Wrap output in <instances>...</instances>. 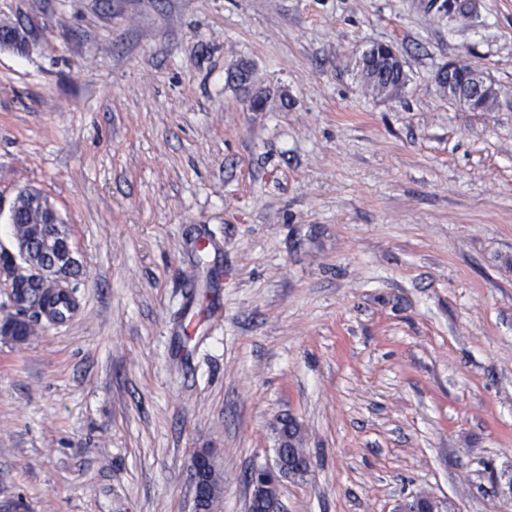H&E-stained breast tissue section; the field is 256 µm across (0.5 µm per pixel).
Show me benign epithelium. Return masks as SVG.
Returning a JSON list of instances; mask_svg holds the SVG:
<instances>
[{
  "label": "benign epithelium",
  "mask_w": 512,
  "mask_h": 512,
  "mask_svg": "<svg viewBox=\"0 0 512 512\" xmlns=\"http://www.w3.org/2000/svg\"><path fill=\"white\" fill-rule=\"evenodd\" d=\"M436 83L448 98L463 106L479 111L485 99L496 95L482 72L469 65L449 62L436 76ZM48 221L30 225L29 233L15 231V243L20 268L37 275L45 284H62L67 280L64 266L76 265L75 254L65 225L59 221L58 212L51 204L46 206ZM0 336L16 344H23L28 330L9 316L0 320ZM279 429L274 448L273 462L260 467V473L248 478V512H283L280 489L288 480H302L310 471V459L305 450L294 443L293 433L300 430L291 418L277 420ZM218 469L215 454L210 448L194 449L190 459L189 477L193 487L192 512H212L214 500L222 497L223 487H209L210 472ZM401 512H438L434 499L416 496L406 503Z\"/></svg>",
  "instance_id": "obj_1"
}]
</instances>
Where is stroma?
<instances>
[{
	"label": "stroma",
	"instance_id": "obj_1",
	"mask_svg": "<svg viewBox=\"0 0 512 512\" xmlns=\"http://www.w3.org/2000/svg\"><path fill=\"white\" fill-rule=\"evenodd\" d=\"M474 3L0 0L33 31L0 51V256L33 188L79 263L69 324L0 338V512H189L197 448L247 512L284 416V512H512V0ZM376 42L401 96L357 72ZM458 72L464 74L463 80L453 79V75ZM436 83L438 88L448 95V99L457 101L473 111L481 110L483 101L497 93L478 69L453 61L440 69Z\"/></svg>",
	"mask_w": 512,
	"mask_h": 512
}]
</instances>
